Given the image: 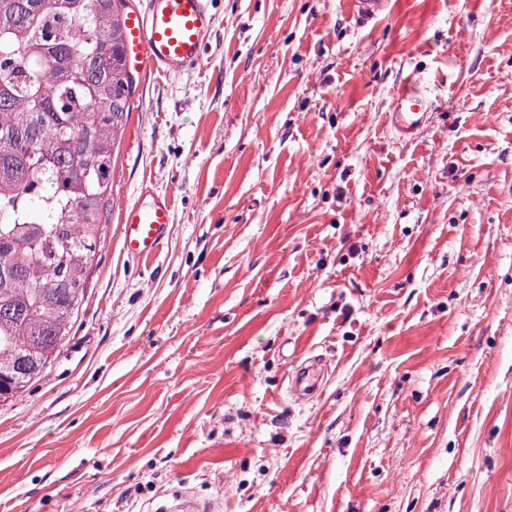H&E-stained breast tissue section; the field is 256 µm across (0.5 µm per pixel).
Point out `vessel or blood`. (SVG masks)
I'll return each instance as SVG.
<instances>
[{
  "instance_id": "b4317fda",
  "label": "vessel or blood",
  "mask_w": 512,
  "mask_h": 512,
  "mask_svg": "<svg viewBox=\"0 0 512 512\" xmlns=\"http://www.w3.org/2000/svg\"><path fill=\"white\" fill-rule=\"evenodd\" d=\"M214 21L211 0H148L145 9H129L125 18L129 68L171 74L196 66ZM392 105L391 125L400 138L413 137L426 126L429 95L416 79L401 80ZM172 222L168 198L129 205L121 216L124 252L135 260L155 256Z\"/></svg>"
}]
</instances>
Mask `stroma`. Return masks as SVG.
Segmentation results:
<instances>
[{
  "label": "stroma",
  "mask_w": 512,
  "mask_h": 512,
  "mask_svg": "<svg viewBox=\"0 0 512 512\" xmlns=\"http://www.w3.org/2000/svg\"><path fill=\"white\" fill-rule=\"evenodd\" d=\"M212 7L200 65L133 77L70 340L0 404V512H512V0ZM146 188L174 222L133 261ZM392 99L391 126L400 138H412L428 123V92L410 77L401 80ZM152 201L135 202L121 216L122 245L128 257L140 260L155 256L165 241L169 225L173 223V209L167 197H156L148 191Z\"/></svg>",
  "instance_id": "1"
}]
</instances>
